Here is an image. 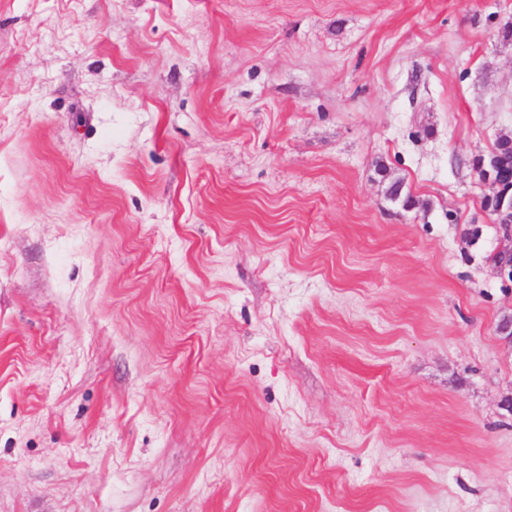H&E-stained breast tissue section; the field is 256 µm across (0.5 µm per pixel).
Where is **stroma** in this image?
<instances>
[{
  "label": "stroma",
  "instance_id": "stroma-1",
  "mask_svg": "<svg viewBox=\"0 0 512 512\" xmlns=\"http://www.w3.org/2000/svg\"><path fill=\"white\" fill-rule=\"evenodd\" d=\"M505 135L512 0H0V512H512ZM487 156H480L478 159H476L475 168H478L483 159ZM476 172L478 175L479 184L482 186H489L499 196L501 201L499 211H501L504 206H506L507 214L512 213V186H510V184L507 185L509 181H502L494 168H487L482 166L478 168ZM498 227L500 229L502 239L510 242V247L498 252H503L504 257L501 261L495 262L496 271L502 280L512 282V225L498 224Z\"/></svg>",
  "mask_w": 512,
  "mask_h": 512
}]
</instances>
